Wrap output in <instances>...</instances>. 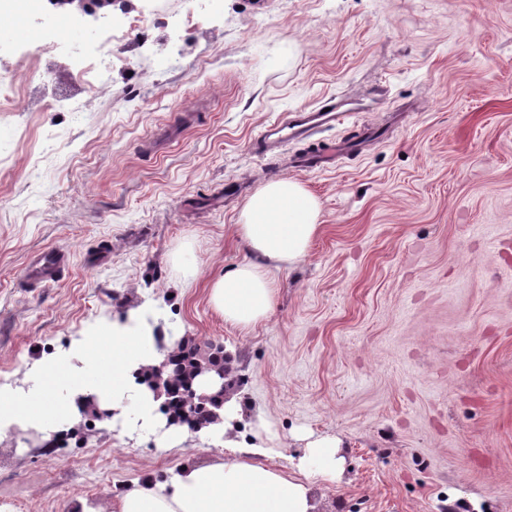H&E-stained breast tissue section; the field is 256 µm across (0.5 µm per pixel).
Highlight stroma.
<instances>
[{
    "label": "stroma",
    "instance_id": "obj_1",
    "mask_svg": "<svg viewBox=\"0 0 512 512\" xmlns=\"http://www.w3.org/2000/svg\"><path fill=\"white\" fill-rule=\"evenodd\" d=\"M138 30H0V386L142 310L156 331L234 358L242 442L312 488L317 512H512V0H156ZM111 46L105 84L87 55ZM344 95L324 136L262 154L284 113ZM280 178L319 202L307 256L280 265L273 314L240 328L210 283L250 253L235 225ZM68 255L59 279L31 259ZM68 446L0 445V512H72L135 480L236 458L196 440L72 423ZM339 440L336 475L296 464ZM66 255L60 249H48L40 253L26 269L25 274L39 282H55L64 267Z\"/></svg>",
    "mask_w": 512,
    "mask_h": 512
}]
</instances>
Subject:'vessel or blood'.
Listing matches in <instances>:
<instances>
[{
  "mask_svg": "<svg viewBox=\"0 0 512 512\" xmlns=\"http://www.w3.org/2000/svg\"><path fill=\"white\" fill-rule=\"evenodd\" d=\"M340 102H329L328 106L302 109L285 115L278 123L270 125L260 139L266 152L296 139H306L317 132L336 125L344 116ZM66 255L63 250L49 249L40 253L26 270L31 279L51 283L57 280L64 267Z\"/></svg>",
  "mask_w": 512,
  "mask_h": 512,
  "instance_id": "b4317fda",
  "label": "vessel or blood"
}]
</instances>
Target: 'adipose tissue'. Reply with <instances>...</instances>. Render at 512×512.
Here are the masks:
<instances>
[{"instance_id": "adipose-tissue-1", "label": "adipose tissue", "mask_w": 512, "mask_h": 512, "mask_svg": "<svg viewBox=\"0 0 512 512\" xmlns=\"http://www.w3.org/2000/svg\"><path fill=\"white\" fill-rule=\"evenodd\" d=\"M317 199L294 180L283 178L261 186L248 200L235 226L252 253L251 261L217 277L210 303L225 322L250 327L267 319L275 306V283L268 266L303 259L320 224ZM174 336L156 335L141 312L131 313L112 328L111 381H87L84 371L96 364L97 339L84 337L37 370L40 386L30 393L0 389V444L11 430L60 431L61 418L81 419L86 397L100 408H113L112 424L144 430L163 428L164 447L173 448L201 436L224 448H239L235 459L201 462L180 468L163 484L135 482L115 502L82 512H310V488L266 466L270 445L239 444L233 422L240 410L235 398L225 399L217 422L195 432L168 425L160 400L136 378L177 351Z\"/></svg>"}]
</instances>
